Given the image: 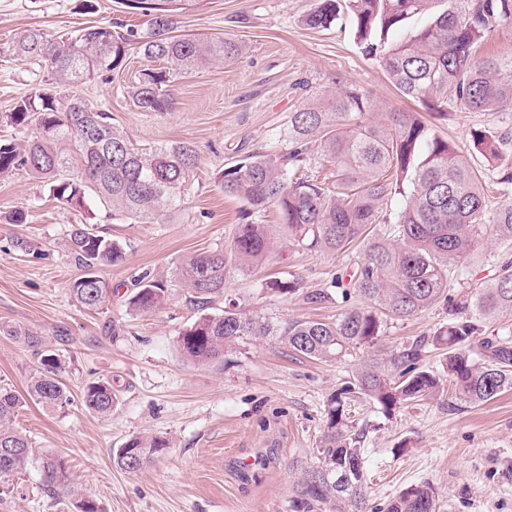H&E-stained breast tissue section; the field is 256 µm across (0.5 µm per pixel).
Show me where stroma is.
<instances>
[{
	"mask_svg": "<svg viewBox=\"0 0 512 512\" xmlns=\"http://www.w3.org/2000/svg\"><path fill=\"white\" fill-rule=\"evenodd\" d=\"M314 5L315 0H196L180 15L179 33L231 34L243 53L176 78L168 111H142L127 95L126 86L148 66L134 53L119 76L84 84L87 103L110 112L134 143L196 146L195 176L181 212L168 223L110 221L91 202L82 208L62 205L24 168L0 177V325L27 328L41 340L34 348L0 335V386L24 396L15 425L33 449L26 471L12 480L13 492L0 496V512H76V495L95 499L104 512H291L297 480L319 462L329 396L352 380L364 359L447 323L439 305L407 319L389 318L374 346L330 362L304 357L272 337L240 339L206 366L185 362L177 350L178 332L198 312L174 274L188 257L231 240L241 204L224 194V168L256 151L287 150L281 133L302 102L300 83L331 90L353 83L370 93L377 111L406 107L383 71L360 53L348 16L327 30L304 24ZM144 21L124 0H96L92 12L82 9L81 0H0V44L29 28L56 34L119 22L139 30ZM46 77V69L33 62L0 58V136L13 138L18 149L27 148L31 134L7 125L4 115ZM430 123L460 159L483 168L486 178L512 168V141L492 168L471 138L476 129L512 133V112L454 109ZM18 210L25 221L11 223ZM75 224L95 225L125 247L122 263L97 270L109 290L97 311L83 309L70 291L81 275L68 246ZM19 238L28 241L29 251L14 248ZM362 257L358 247L340 253L280 247L276 261L251 276L227 273L224 293L213 298L210 310L234 307L282 324L333 321L365 305L357 294L345 298L333 287ZM270 272L298 281L299 294L285 298L263 288ZM145 274L171 283L166 304L148 314L127 305ZM316 289L331 290V299L307 304L304 293ZM41 348L63 365L70 401L56 410L26 397ZM107 380L117 388L119 403L111 415L101 416L83 405L82 391ZM350 416L366 429L370 506H385L402 489L427 482L438 493L441 512H512V390L468 404L445 382L434 396L393 413L365 400ZM139 435L164 437L169 446L143 471L128 473L115 463V451ZM49 457L65 462L71 494L54 499L43 491L40 463Z\"/></svg>",
	"mask_w": 512,
	"mask_h": 512,
	"instance_id": "1",
	"label": "stroma"
}]
</instances>
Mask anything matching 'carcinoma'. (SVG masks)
I'll return each instance as SVG.
<instances>
[{
  "label": "carcinoma",
  "mask_w": 512,
  "mask_h": 512,
  "mask_svg": "<svg viewBox=\"0 0 512 512\" xmlns=\"http://www.w3.org/2000/svg\"><path fill=\"white\" fill-rule=\"evenodd\" d=\"M126 2L147 17L143 30L123 34L110 25H91L53 36L34 28L0 46V55L38 61L51 72L49 88L21 98L6 114L13 128L33 127L35 135L24 154L12 139L0 138V174L26 168L46 179L50 195L67 206L81 208L91 198L114 220L162 224L180 210L184 187L199 163L196 148L187 141L134 144L110 113L92 109L77 88L100 73L119 74L135 44L145 60L166 67L143 70L128 93L143 111L165 112L169 83L213 59L239 57L243 45L228 36L200 40L176 33L189 0ZM344 14L354 21L362 55L382 67L400 96L422 109L440 115L451 108L512 109V55L477 54L497 27L512 22V0H317L305 23L326 29ZM424 14L428 22L408 38L389 40L390 32ZM372 113V97L355 85L333 96L308 90L306 103L292 112L284 130L288 150L251 154L224 168V194L243 203L235 235L178 269L183 286L205 306L223 292L226 271L249 276L270 263L278 236L310 253L345 252L358 243L362 260L336 277L334 287L383 309L381 317L351 309L334 322L292 320L285 326L231 308L205 313L177 340L182 357L199 365L220 359L245 336H277L307 358L337 360L351 349L374 345L387 315L409 318L436 304L448 310L446 325L384 358L365 361L353 380L330 396L319 463L297 483L293 512H366L364 430L348 421L347 407L366 398L389 412L434 395L440 377L422 364L429 350L443 351L448 381L461 401L487 402L512 389V342L484 336L487 322L512 313V261L495 278L455 290L467 279L484 236L512 242V203L495 210L488 203V185L508 193L512 172L489 183L416 113L384 112L374 120ZM471 137L484 160L501 158L504 138L479 129ZM397 197L404 205L394 212L388 204ZM271 207L279 209L280 223H259ZM68 245L85 269L70 291L82 306L97 309L106 288L95 270L122 262L125 249L86 224L72 226ZM265 288L292 295L299 284L274 278ZM167 297L164 281L144 275L128 305L151 313ZM0 334L39 344L20 326L1 325ZM61 371L54 355L42 356L29 381L30 397L47 408L66 405L70 398ZM117 402L110 381L90 383L83 392L84 406L102 416L111 415ZM20 407V395L0 388V479L21 473L29 459L28 438L15 427ZM166 448L159 436H135L117 449L115 459L135 473ZM65 480L62 460L43 463L47 491L57 494ZM438 509L434 488L420 483L400 491L378 512Z\"/></svg>",
  "instance_id": "carcinoma-1"
}]
</instances>
